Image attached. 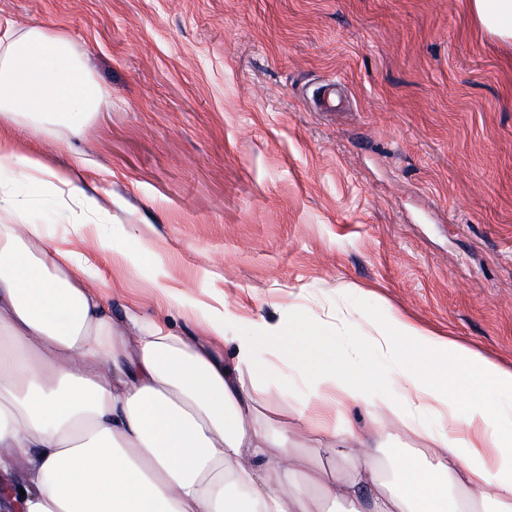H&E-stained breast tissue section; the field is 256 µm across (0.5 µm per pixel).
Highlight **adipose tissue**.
Returning <instances> with one entry per match:
<instances>
[{"label":"adipose tissue","instance_id":"1","mask_svg":"<svg viewBox=\"0 0 512 512\" xmlns=\"http://www.w3.org/2000/svg\"><path fill=\"white\" fill-rule=\"evenodd\" d=\"M106 98L64 36L0 21V123L78 136ZM4 163L79 211L77 229L105 211L44 155L0 141ZM26 210L0 180V512H512V370L400 312L353 336L342 320H239L194 302L181 309L200 336L143 330L107 314L84 255L48 243ZM264 352L308 390L294 427L258 416ZM336 402L412 421L428 454L382 464L378 444L316 418Z\"/></svg>","mask_w":512,"mask_h":512}]
</instances>
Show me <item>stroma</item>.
Returning <instances> with one entry per match:
<instances>
[{"label":"stroma","mask_w":512,"mask_h":512,"mask_svg":"<svg viewBox=\"0 0 512 512\" xmlns=\"http://www.w3.org/2000/svg\"><path fill=\"white\" fill-rule=\"evenodd\" d=\"M65 36L109 102L80 136L0 137L112 195L95 234L156 254L92 256L113 315L166 319L169 285L277 320L390 310L512 368V42L469 0H0ZM336 85V109L318 103ZM51 240L77 217L31 198ZM208 279H200L201 270ZM264 417L305 387L276 361Z\"/></svg>","instance_id":"1"}]
</instances>
